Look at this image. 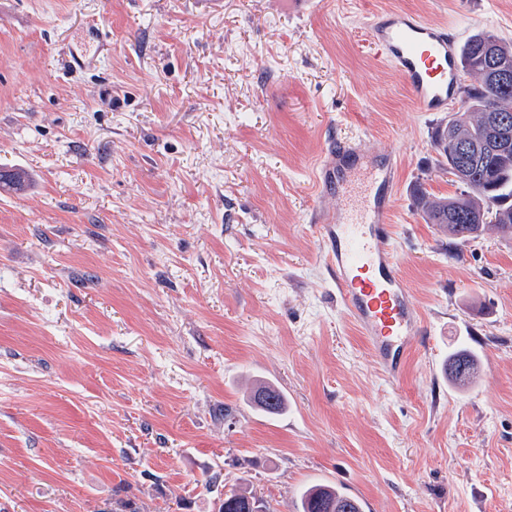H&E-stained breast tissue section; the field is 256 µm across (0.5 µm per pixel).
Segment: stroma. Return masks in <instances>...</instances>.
Segmentation results:
<instances>
[{
    "label": "stroma",
    "instance_id": "stroma-1",
    "mask_svg": "<svg viewBox=\"0 0 512 512\" xmlns=\"http://www.w3.org/2000/svg\"><path fill=\"white\" fill-rule=\"evenodd\" d=\"M512 40V0H0V512H512V238L450 251L412 207L444 112L364 20ZM82 52L86 67L72 63ZM395 159L425 321L399 383L337 304L313 218L333 141ZM475 353L460 387L448 355ZM279 389L278 414L251 401ZM299 512H362V505L333 486L317 484L301 494ZM256 499L252 492H231L224 494L218 512H252L251 502Z\"/></svg>",
    "mask_w": 512,
    "mask_h": 512
}]
</instances>
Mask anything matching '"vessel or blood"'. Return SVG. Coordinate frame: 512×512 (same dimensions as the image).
<instances>
[{
  "label": "vessel or blood",
  "instance_id": "obj_1",
  "mask_svg": "<svg viewBox=\"0 0 512 512\" xmlns=\"http://www.w3.org/2000/svg\"><path fill=\"white\" fill-rule=\"evenodd\" d=\"M379 57L393 65L422 112H442L459 96L456 41L446 28L388 11L366 23ZM394 168L355 147L330 145L315 174L317 189H335L339 211L313 226L328 252L336 299L366 337L382 371L397 379L423 315L401 278L392 239Z\"/></svg>",
  "mask_w": 512,
  "mask_h": 512
}]
</instances>
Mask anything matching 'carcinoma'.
Returning a JSON list of instances; mask_svg holds the SVG:
<instances>
[{"mask_svg":"<svg viewBox=\"0 0 512 512\" xmlns=\"http://www.w3.org/2000/svg\"><path fill=\"white\" fill-rule=\"evenodd\" d=\"M499 57L512 60V41L487 31L472 35L460 48V71L470 76L471 83L462 88V101L467 121L462 134L477 144L462 162L448 144V125L437 126L433 148L438 155V168L453 175L452 182L461 191L448 197H437L423 185L413 194V207L427 224H436L448 239L461 243L479 238L492 224L503 236H512V144L509 148H493L488 138L485 116L490 108L512 115V83L501 85L482 74L486 49ZM480 369L478 361L468 351H460L448 359V378L466 385ZM263 392L266 399L252 396L256 405L268 413L285 408L282 393L271 385L258 383L254 392ZM251 492L224 495L218 512H252ZM299 512H362L359 500L337 488L317 484L301 494Z\"/></svg>","mask_w":512,"mask_h":512,"instance_id":"1","label":"carcinoma"}]
</instances>
